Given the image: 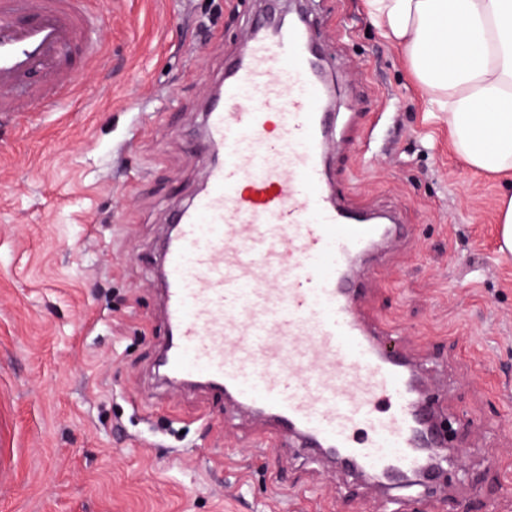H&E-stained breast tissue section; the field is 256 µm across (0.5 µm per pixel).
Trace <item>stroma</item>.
<instances>
[{
	"instance_id": "1",
	"label": "stroma",
	"mask_w": 512,
	"mask_h": 512,
	"mask_svg": "<svg viewBox=\"0 0 512 512\" xmlns=\"http://www.w3.org/2000/svg\"><path fill=\"white\" fill-rule=\"evenodd\" d=\"M329 57L330 164L346 205L410 235L363 295L393 346L446 383L457 430L432 486L385 490L297 453L204 388L158 382V245L206 179V102L262 0H97L106 54L68 112L0 116V512H512V257L503 186L456 152L366 0H306ZM374 126L362 163L350 113ZM499 240L501 252L512 253V196L502 199L498 213Z\"/></svg>"
}]
</instances>
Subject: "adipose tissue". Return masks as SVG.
Returning <instances> with one entry per match:
<instances>
[{
  "mask_svg": "<svg viewBox=\"0 0 512 512\" xmlns=\"http://www.w3.org/2000/svg\"><path fill=\"white\" fill-rule=\"evenodd\" d=\"M474 170L512 176V0H367Z\"/></svg>",
  "mask_w": 512,
  "mask_h": 512,
  "instance_id": "ef3b65f1",
  "label": "adipose tissue"
}]
</instances>
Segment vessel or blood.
<instances>
[{
    "label": "vessel or blood",
    "mask_w": 512,
    "mask_h": 512,
    "mask_svg": "<svg viewBox=\"0 0 512 512\" xmlns=\"http://www.w3.org/2000/svg\"><path fill=\"white\" fill-rule=\"evenodd\" d=\"M311 27L301 13L252 22L209 103L202 139L220 158L160 249L157 361L169 381L215 389L359 476L423 475L416 437L440 416L412 358L388 346L393 329L363 315L360 288L405 227L333 191ZM101 52L89 0H0V112L23 115L46 90L68 109L77 66Z\"/></svg>",
    "instance_id": "vessel-or-blood-1"
}]
</instances>
